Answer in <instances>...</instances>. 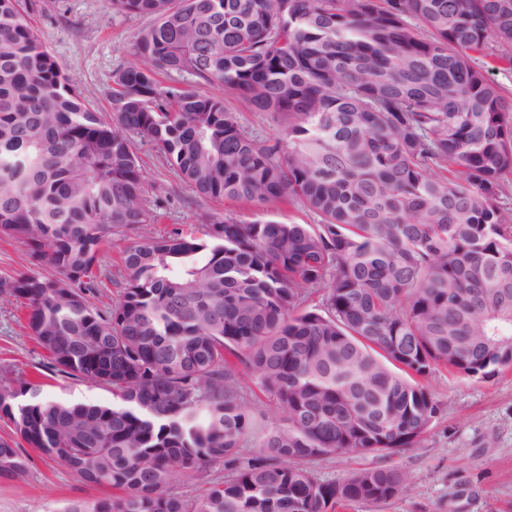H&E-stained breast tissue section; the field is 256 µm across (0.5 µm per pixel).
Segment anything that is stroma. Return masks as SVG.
I'll list each match as a JSON object with an SVG mask.
<instances>
[{
    "label": "stroma",
    "instance_id": "obj_1",
    "mask_svg": "<svg viewBox=\"0 0 512 512\" xmlns=\"http://www.w3.org/2000/svg\"><path fill=\"white\" fill-rule=\"evenodd\" d=\"M34 34L63 65L71 84L88 106L110 112L113 76L130 57L135 37L150 25L146 16L112 10L107 0H32L28 7ZM203 93L224 99L243 128L259 140L281 138L283 124L272 115L250 111L222 83L203 85ZM132 149L146 185L149 223L113 235L99 253L96 306L106 308L123 291L119 257L131 242L161 238L173 230L204 237L212 216L249 223L275 218L314 223L309 212L274 203L264 210L232 200L203 199L172 171L154 145L132 137ZM26 310L17 300L0 299V386L43 380L46 393L72 401L108 403L109 387L63 375L41 379L45 352L26 326ZM427 385L440 413L421 447L400 451L385 462L403 468L411 482L388 503H357L347 512H512V367L486 379L435 370ZM28 469L23 478L0 481V512H63L73 499L99 498L59 462L23 448ZM377 458L334 454L310 461L323 482H342L355 471L377 465Z\"/></svg>",
    "mask_w": 512,
    "mask_h": 512
}]
</instances>
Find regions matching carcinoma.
Returning <instances> with one entry per match:
<instances>
[{"mask_svg":"<svg viewBox=\"0 0 512 512\" xmlns=\"http://www.w3.org/2000/svg\"><path fill=\"white\" fill-rule=\"evenodd\" d=\"M109 4L152 18L115 75L111 123L70 86L22 0H0V234L52 270L0 282V297L26 301L48 370L113 396L73 402L22 381L0 386V420L108 491L65 512L398 498L409 475L396 465L326 483L305 463L417 448L440 411L421 380L512 366V97L473 58L512 45V0ZM184 74L282 118L283 139L253 138ZM129 133L203 198L297 203L318 223L215 216L207 241H136L120 256V300L97 308L102 246L150 220ZM245 375L273 425L257 429ZM217 465L222 481L209 479ZM26 469L0 438V479ZM177 477L201 494H175Z\"/></svg>","mask_w":512,"mask_h":512,"instance_id":"1","label":"carcinoma"}]
</instances>
